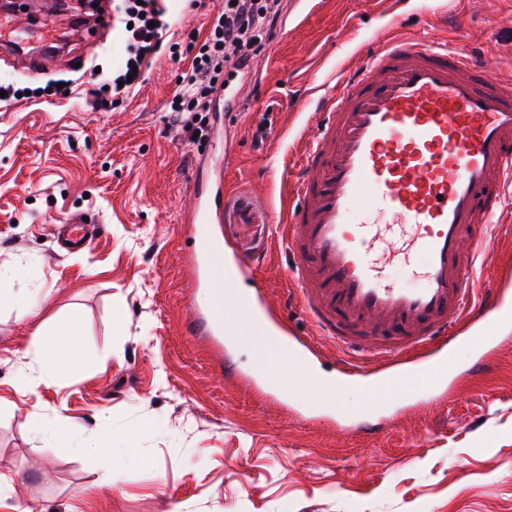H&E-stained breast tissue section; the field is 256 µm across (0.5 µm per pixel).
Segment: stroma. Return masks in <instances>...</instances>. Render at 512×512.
Segmentation results:
<instances>
[{
	"instance_id": "stroma-1",
	"label": "stroma",
	"mask_w": 512,
	"mask_h": 512,
	"mask_svg": "<svg viewBox=\"0 0 512 512\" xmlns=\"http://www.w3.org/2000/svg\"><path fill=\"white\" fill-rule=\"evenodd\" d=\"M387 0H282L269 40L249 70L231 69L214 94L206 134L190 139L169 104L191 59L170 43L204 40L213 7L167 0V48L141 83L111 110L93 109L91 91L124 58L118 32L96 25L112 0H7L26 23L17 47H0V84L64 83L68 97L0 102V272L5 286L37 299L36 313L0 307V477L10 494L0 512H512V328L491 331L496 364L458 378L447 399L391 404L389 434L353 431L365 396L347 382L335 401L344 428L313 421L322 399L273 352L255 359L225 339L245 374H264V398L226 381L205 337L186 323L196 292L185 257L197 247L188 215L195 171L219 182L223 221L212 225L214 265L258 261L256 279L276 310L308 337L289 257L275 234L286 212L287 171L303 148L299 104L362 58V44L389 34ZM461 27H444L432 0H414L404 24L463 49L478 50L512 79V0H450ZM239 109H224L225 96ZM85 216L97 232L65 251L56 225ZM512 261V202L492 228L477 268L488 287ZM25 274L9 278L14 267ZM76 319L83 363L64 376L21 386L35 370L38 332ZM65 421L71 435L49 447L30 417ZM120 455L135 445L117 482L86 439Z\"/></svg>"
}]
</instances>
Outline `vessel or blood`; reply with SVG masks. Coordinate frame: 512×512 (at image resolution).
I'll use <instances>...</instances> for the list:
<instances>
[{
	"label": "vessel or blood",
	"instance_id": "obj_1",
	"mask_svg": "<svg viewBox=\"0 0 512 512\" xmlns=\"http://www.w3.org/2000/svg\"><path fill=\"white\" fill-rule=\"evenodd\" d=\"M298 163L293 202L277 237L292 255L298 300L318 333L341 349L338 377L361 381L373 406L409 401L428 376L434 397L455 381L448 348L463 327H500L512 308V271L478 290L476 267L488 227L512 187V80L481 56L393 24L389 38L325 89ZM201 223L221 221L219 192L193 188ZM415 227L408 288L386 276L380 251ZM252 319L268 321L289 345L314 354L274 315L254 285ZM216 355L224 340L205 313Z\"/></svg>",
	"mask_w": 512,
	"mask_h": 512
}]
</instances>
